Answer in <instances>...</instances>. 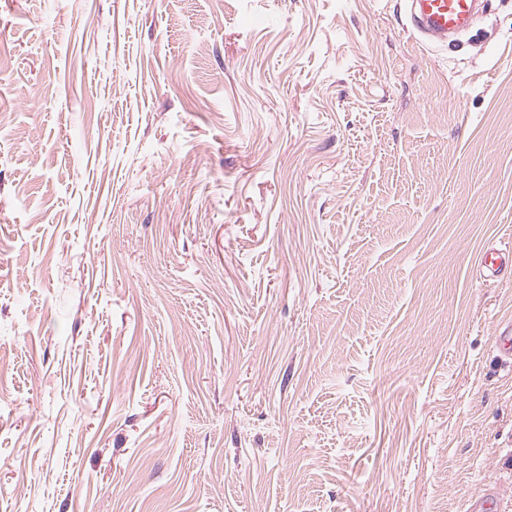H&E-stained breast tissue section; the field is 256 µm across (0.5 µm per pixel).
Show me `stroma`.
<instances>
[{
  "label": "stroma",
  "instance_id": "35a3bbf8",
  "mask_svg": "<svg viewBox=\"0 0 512 512\" xmlns=\"http://www.w3.org/2000/svg\"><path fill=\"white\" fill-rule=\"evenodd\" d=\"M0 0V512H512V0ZM407 23L426 46L467 32L477 15V0H407ZM512 272V244L488 248L476 269V276L482 280H498Z\"/></svg>",
  "mask_w": 512,
  "mask_h": 512
}]
</instances>
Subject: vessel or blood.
Masks as SVG:
<instances>
[{
	"label": "vessel or blood",
	"mask_w": 512,
	"mask_h": 512,
	"mask_svg": "<svg viewBox=\"0 0 512 512\" xmlns=\"http://www.w3.org/2000/svg\"><path fill=\"white\" fill-rule=\"evenodd\" d=\"M407 23L423 44L442 42L467 32L477 15V0H407ZM512 272V244L488 248L476 270L482 280H497Z\"/></svg>",
	"instance_id": "1"
}]
</instances>
